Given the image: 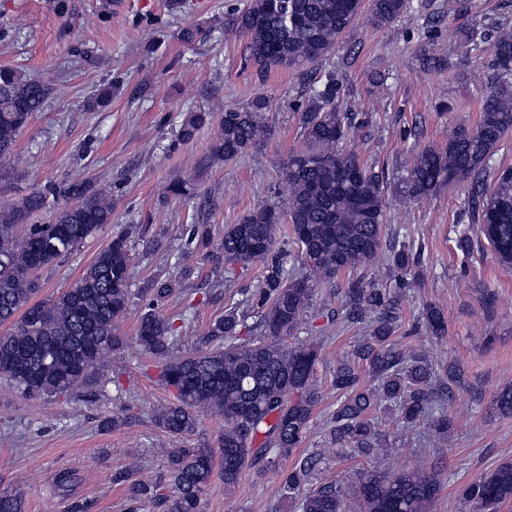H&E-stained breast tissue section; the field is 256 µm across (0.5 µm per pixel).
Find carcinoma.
<instances>
[{"label": "carcinoma", "instance_id": "obj_1", "mask_svg": "<svg viewBox=\"0 0 512 512\" xmlns=\"http://www.w3.org/2000/svg\"><path fill=\"white\" fill-rule=\"evenodd\" d=\"M363 0H250L233 19L236 31L249 41V59L264 75L275 69L301 70L324 59L353 26L364 8ZM375 22L388 25L406 13L412 0H368ZM494 79L484 96L475 127H457L448 136L444 153L416 149L410 163L398 171L396 194L418 199L465 177L472 178L474 213L483 226L500 263L512 264V167L498 171L487 185L483 173L496 146L512 133V30L504 29L491 46ZM339 85L329 71L302 104L299 129L303 148L288 155L285 178L288 197L280 206L254 209L238 223L224 228L213 244L209 224H193L187 246L193 251L216 247L224 273L235 268L261 266L257 307L262 337L242 339L245 322L238 306L209 326L207 336L217 346L192 354L176 351L177 327L158 313L159 306L188 287L192 269L174 276H157L140 289L144 313L136 341L140 349L161 364L160 375L174 393V401L154 417L173 434L196 428L195 409L207 406L224 420L218 438L220 473L224 487L240 480L247 464L276 467L296 452L306 437L314 410L322 400L314 368L322 348L313 338L282 344V337L298 330L312 304L316 289L331 288L340 296L336 317L350 325H364L351 357L339 362L333 386L342 393L325 442L327 447L308 453L285 473V485L298 491L325 455L347 449L368 461L386 456L376 435L372 414L382 406L393 408L407 427L429 418L435 430L448 431L450 419L433 417L436 407L453 397L460 369L455 363H436L423 351H411L392 341L398 329V289L421 261V252L387 233L388 199L385 173L343 149L350 131L368 118L336 110ZM54 88L41 80L0 69V162L13 154L20 132L32 114L43 109ZM112 97V86L97 89L85 101L92 112ZM268 100L255 97L246 107H224L220 131L210 155L214 159L245 156L270 135L265 112ZM207 118L191 114L181 125L180 137L190 140ZM62 199L50 224H34L33 217ZM112 223V198L92 183L82 181L49 186L18 197L0 208V380L26 397L77 393L98 381L103 356L118 347V322L133 298L130 266L133 260L128 235L121 234L103 247L74 285L54 298L35 300L39 275L68 258ZM291 225L292 243L305 260L295 270L284 267L276 251V230ZM388 263L385 281L393 287L356 278L339 281L379 253ZM426 331L444 336L448 325L434 307L425 314ZM368 373L372 384L363 379ZM495 410L512 413V387L501 389ZM215 457L204 448H181L171 456L169 481L173 497L159 495L162 512H200L201 499L211 482ZM133 470L115 474L114 482H130L135 496L148 491L130 481ZM437 472L419 467L389 472L372 466L359 474L355 497L361 512H429L441 491ZM349 490L328 482L307 490L298 501L299 512H346ZM473 512H499L512 499V462H504L462 488ZM0 512H24L23 498L0 493Z\"/></svg>", "mask_w": 512, "mask_h": 512}]
</instances>
